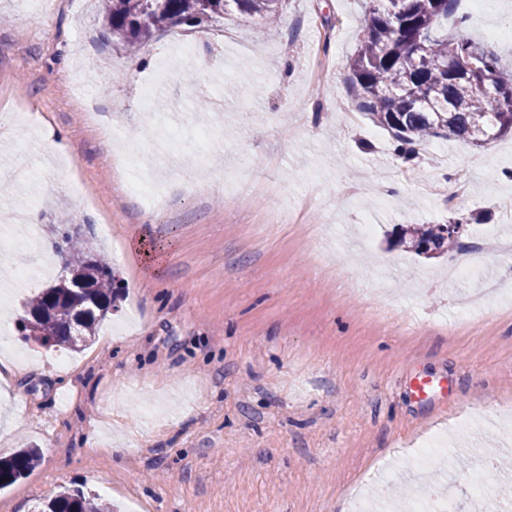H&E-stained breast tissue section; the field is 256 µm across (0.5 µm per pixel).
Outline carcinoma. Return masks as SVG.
<instances>
[{
	"label": "carcinoma",
	"instance_id": "1",
	"mask_svg": "<svg viewBox=\"0 0 512 512\" xmlns=\"http://www.w3.org/2000/svg\"><path fill=\"white\" fill-rule=\"evenodd\" d=\"M282 0H103L100 17L112 41L143 49L154 32L200 25L234 9L267 25L282 18ZM450 0H369L360 27L363 38L351 59L357 105L398 142L406 161L431 138H457L484 148L512 132V70L489 47L448 34ZM468 61L475 69L463 72ZM463 232L446 224H409L399 243L426 254L459 248ZM63 265L59 276L24 305L16 329L25 340L80 351L116 308L119 288L110 262L80 230L65 232L55 246ZM77 280L79 291L67 287ZM40 450L20 448L0 457V489L26 477ZM41 512H117L81 488L62 487Z\"/></svg>",
	"mask_w": 512,
	"mask_h": 512
}]
</instances>
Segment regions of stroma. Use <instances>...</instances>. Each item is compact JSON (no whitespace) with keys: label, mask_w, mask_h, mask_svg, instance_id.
<instances>
[{"label":"stroma","mask_w":512,"mask_h":512,"mask_svg":"<svg viewBox=\"0 0 512 512\" xmlns=\"http://www.w3.org/2000/svg\"><path fill=\"white\" fill-rule=\"evenodd\" d=\"M468 9L458 0L448 23L476 41L512 28V0H486L470 21ZM364 10L284 0L276 26L234 13L168 28L134 72L97 0H0V269L37 270L41 241L90 226L123 288L94 342L70 352L18 336L34 290L0 280V347L24 358L0 382V455L43 453L0 489V512H38L62 485L136 512H352L364 495L405 512L407 485L450 474L468 512L459 462L475 448L498 461L487 485L512 483V253L451 283L448 254L389 244L397 225L473 213L483 220L464 241L512 239V134L481 149L436 139L397 159L350 92ZM183 42L197 48L192 82ZM161 63L158 110L176 105L185 155L199 154L190 119L210 123L214 177L202 189L195 165L176 176L155 162L150 200L121 187L101 142L107 124L138 118ZM203 97L212 111L196 110ZM51 134L69 167L43 152ZM20 142L33 149L27 182L7 176ZM460 182L468 193L450 199ZM272 193L287 221L269 232ZM17 212L37 215L34 232L11 224ZM142 232L166 248L161 276L128 247ZM416 378L435 393L415 397ZM440 435L447 466L416 469Z\"/></svg>","instance_id":"stroma-1"}]
</instances>
